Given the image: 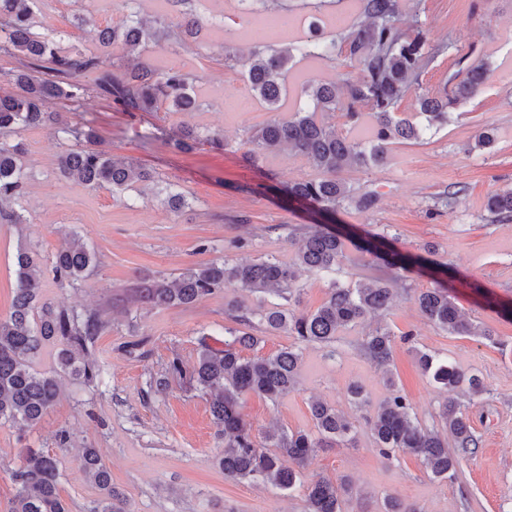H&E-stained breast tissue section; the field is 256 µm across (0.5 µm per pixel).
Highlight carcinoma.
<instances>
[{"label": "carcinoma", "mask_w": 512, "mask_h": 512, "mask_svg": "<svg viewBox=\"0 0 512 512\" xmlns=\"http://www.w3.org/2000/svg\"><path fill=\"white\" fill-rule=\"evenodd\" d=\"M364 21L347 34L326 39L304 35L285 48L270 44L257 46L247 58L224 55V66L240 68V74L268 110L277 113L246 143L250 154L278 147H289L323 173L319 180L292 184V200L318 211L336 212L346 205L371 210L377 200L373 190L358 191L336 178L345 166H377L386 161L389 145L397 140L418 141L448 124V109L476 95L485 83V62L461 67L448 77L433 95L416 92L423 69L439 57L452 53L451 42H434L428 36L419 14L411 22L402 19L401 0H358ZM179 14L175 28H157L131 10L120 25L99 30L102 50L86 52L77 47L64 50L60 41L36 30L31 5L35 0H0V51L20 61L9 74V92H0V222L24 224L21 212L4 209V203L20 199L28 179L26 149L10 136L22 128L62 127L60 113L47 110L53 99L74 101L85 90L82 78L95 75L98 94L123 112H158L161 109L189 112L199 108L189 77L179 71H160L148 61L130 67L116 64V53H145L169 37H194L201 22L181 9L188 0H167ZM304 59L334 62L341 57L358 64L359 73L342 81L340 91L334 81L309 80L295 93V105L288 117L278 116L286 95L285 82L291 70L293 53ZM414 97L415 113H400L401 103ZM339 112L345 122L357 126L369 117L366 134L353 139L339 132L326 120ZM75 145L58 158L61 174L91 189L109 185L124 191L150 182L153 177L140 166L112 157L101 148L92 127L72 130ZM183 144L209 143L224 146L212 132L185 128ZM488 210L496 216L512 217V190L490 197ZM301 245L292 261L263 260L251 264L226 260L185 269L170 284L142 282L140 298L152 306H190L225 288L249 293L273 294L288 307H228V317L236 326L224 328V347L204 344L190 380L209 398L214 423L224 431V455L219 464L224 477L233 481L263 483L280 489H293L298 475L292 465L303 466L319 448L349 442L356 434L355 421L336 407L320 400L310 402L315 431H286L257 441L242 408L250 393L276 402L296 385L301 362L297 346L281 349L267 357L246 358L242 351L257 346L261 338L252 333L259 325L282 331L303 344L329 345L341 330L372 319L392 308L393 293L388 284L346 285L333 280L325 301L314 311H299L303 288L298 272L321 274L336 271L346 258V237L324 224H312L300 232ZM355 247L373 256L399 277L411 271L414 262L406 255L383 250L368 240ZM16 287L12 310L0 318V421L34 426L55 402L59 393L58 372L91 383L99 373L89 364L78 363L75 351L85 350L107 326L104 313L91 311L83 316L56 310L40 302L44 271L40 258L27 244H20L16 257ZM97 265V257L87 243L73 235L56 251L53 270L57 277L75 283ZM415 301L420 312L435 326L451 335L470 336L473 325L461 314L456 297L444 286L420 292ZM60 337L64 347L58 353L59 370L40 372L33 358L41 342ZM395 334L381 325L370 330L360 343L364 355L387 374L390 395L366 420L378 451L390 457L407 451L416 456L426 471L440 480L454 476L460 462L475 453L479 441L469 415L461 404L447 398L440 404L439 418L447 432L421 425L411 414V405L395 388L388 366L392 360ZM422 372L449 391L467 385L472 395L485 386L476 375H466L436 354L416 352ZM85 473L102 492L90 512H127L126 502L112 487L111 476L98 451L85 448L80 456ZM59 467L55 457L27 448L22 464L13 472L17 486L12 512H68L59 494ZM347 479L335 484L327 478L311 481L305 492V512H343L340 492H349Z\"/></svg>", "instance_id": "cac0c4a2"}]
</instances>
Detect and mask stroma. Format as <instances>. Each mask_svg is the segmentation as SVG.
<instances>
[{"label": "stroma", "mask_w": 512, "mask_h": 512, "mask_svg": "<svg viewBox=\"0 0 512 512\" xmlns=\"http://www.w3.org/2000/svg\"><path fill=\"white\" fill-rule=\"evenodd\" d=\"M406 12L420 10L430 38L453 42L460 52L487 59L491 74L481 91L454 108L448 125L420 142L392 144L378 167L351 166L339 177L348 185L376 191L368 212L344 207L324 215L288 199V185L320 178L303 156L287 150L252 156L244 144L249 129L272 117L265 104L233 69L225 51L249 54L255 45L244 28L259 15L245 14L238 0H191L203 22L197 40L163 41L149 55L162 70L195 77L200 107L193 112H124L100 98L93 76L79 101L50 102L73 127L90 125L113 156L152 171L143 193L88 189L63 178L59 155L74 138L48 128L20 137L27 149L30 178L22 201V224L0 223V317L10 310L16 286L14 256L19 242L35 246L43 264V301L77 313L102 311L109 324L87 349L99 371L86 384L62 375L60 395L33 427L0 424V512H11L16 487L11 472L23 449L40 448L59 465V493L71 512H89L97 485L78 459L97 449L129 512H304V483L320 477L349 478L352 491L344 512H383L393 495L417 512H512V220L490 214L491 194L512 188V0H402ZM35 12L45 33L62 47L98 50V29L122 22V0H38ZM86 16L75 26V15ZM493 127L492 148L475 147V135ZM222 133L223 148L196 144L181 149V129ZM174 186L189 205L174 213L162 191ZM326 224L347 237L382 242L423 258L396 284L399 298L382 318L394 334L412 333V344L396 343L390 372L359 350L370 330L360 323L338 336L333 348L302 347L295 388L277 402L251 394L243 414L256 435L266 430H309L311 399L335 406L358 422L352 445L319 449L300 471L302 485L279 491L225 479L218 464L224 434L215 425L209 400L186 379L166 376L172 358L192 368L202 344H224L228 303L241 300L272 307L274 296L226 289L190 306L154 307L134 302L142 279L170 282L186 268L215 260L250 263L291 261L292 230ZM92 245L98 265L75 284L59 283L53 255L71 232ZM452 286L462 313L492 330L494 341L448 334L423 317L415 294ZM449 359L478 375L486 391L458 389L480 439L453 478L439 481L413 455L384 459L364 423L389 393L394 378L422 425L438 426L443 393L416 364L417 351ZM166 379L165 389L156 382ZM362 386L368 404L356 410L346 394ZM67 430L60 444L59 430Z\"/></svg>", "instance_id": "35a3bbf8"}]
</instances>
